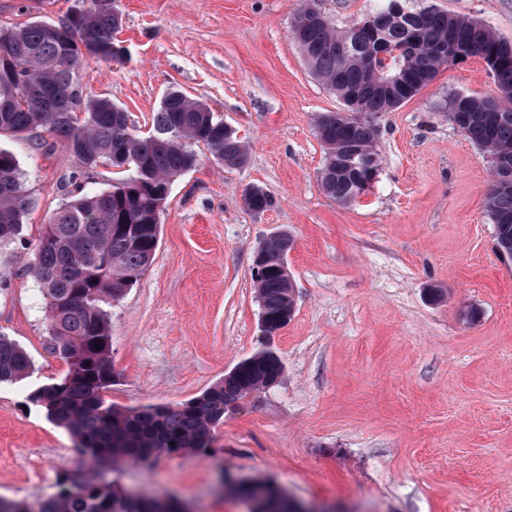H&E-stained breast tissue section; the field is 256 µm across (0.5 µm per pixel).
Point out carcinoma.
<instances>
[{
  "label": "carcinoma",
  "instance_id": "1",
  "mask_svg": "<svg viewBox=\"0 0 512 512\" xmlns=\"http://www.w3.org/2000/svg\"><path fill=\"white\" fill-rule=\"evenodd\" d=\"M291 34L311 73L341 100L343 108L322 113L316 129L324 150L320 172L324 193L341 205L353 203L374 169L381 168L376 119L430 85L454 57L484 61L497 98L450 92L442 111L454 127L487 155L500 159L492 171L486 211L495 226L497 252L512 258V41L488 24L449 14L425 2L392 16L378 33L338 27L328 15L301 23ZM122 13L113 0H89L57 23L32 21L0 28V137L42 129L89 168L106 164L125 176L99 192L71 196L49 217L28 269L43 288L53 350L68 365L60 381L40 387L31 400L69 431L92 466L149 462L162 453H204L224 413L283 374L278 353L264 348L239 362L201 395L176 405L121 408L107 401L112 386L111 330L107 307L123 296L151 265L158 246L159 217L173 180L199 163L202 145L226 170L247 165L249 147L205 102L173 87L153 115L152 131L137 134L128 113L107 98L80 87L81 61L92 57L120 63L116 33ZM345 41L339 58L331 46ZM248 210L262 214L275 200L259 186L243 190ZM28 203L15 155L0 147V249L16 242ZM293 246L290 237L265 244L269 265L257 271L256 294L268 326L275 328L293 303V286L278 266ZM101 348H95V345ZM25 350L0 336V382L29 373ZM249 512H306L303 504L271 481H252L239 490ZM0 512H184L169 500L132 497L114 483L70 485L36 501L0 498Z\"/></svg>",
  "mask_w": 512,
  "mask_h": 512
}]
</instances>
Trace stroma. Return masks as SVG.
Here are the masks:
<instances>
[{"mask_svg": "<svg viewBox=\"0 0 512 512\" xmlns=\"http://www.w3.org/2000/svg\"><path fill=\"white\" fill-rule=\"evenodd\" d=\"M512 40V0H435ZM74 0H0V26L63 19ZM300 0H119L123 63L89 58L84 93L122 107L147 131L172 87L205 101L250 149L227 171L213 160L175 180L152 264L111 313L108 402L139 408L200 395L238 362L273 346L280 383L224 415L205 454L125 462L107 477L122 492L175 497L192 512H248L231 482L268 478L334 512H512V261L495 249L483 153L453 128L448 92L497 96L479 58L451 65L377 118L383 163L348 206L320 188L316 118L340 110L309 71L290 23ZM0 146L19 163L30 199L22 238L0 255V333L32 359L0 383V497L35 500L66 478L93 475L71 435L31 393L67 365L50 348L46 301L27 268L50 215L72 191L97 192L111 169L81 168L37 130ZM266 189L257 215L246 186ZM288 232L295 313L274 340L260 327L253 255ZM448 292L435 303L427 290ZM476 322L462 319L466 308ZM230 484H221V477ZM242 199L246 208L254 214H262L275 205L273 196L259 186L246 187Z\"/></svg>", "mask_w": 512, "mask_h": 512, "instance_id": "stroma-1", "label": "stroma"}]
</instances>
